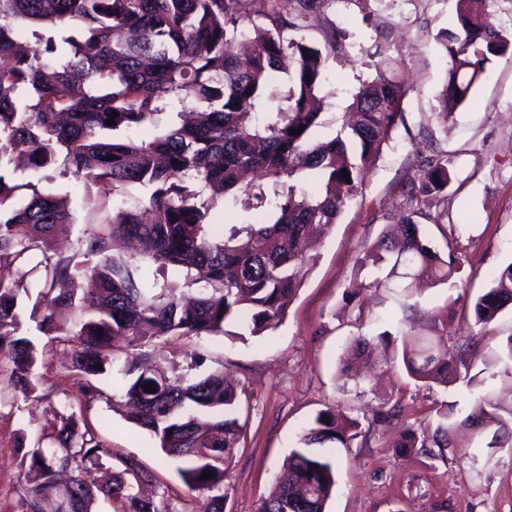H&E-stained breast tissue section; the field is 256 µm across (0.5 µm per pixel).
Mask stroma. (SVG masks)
Instances as JSON below:
<instances>
[{
	"label": "stroma",
	"instance_id": "1",
	"mask_svg": "<svg viewBox=\"0 0 512 512\" xmlns=\"http://www.w3.org/2000/svg\"><path fill=\"white\" fill-rule=\"evenodd\" d=\"M456 0H371L360 9L349 0H317L309 11L308 36L344 28L343 49L328 60L324 134H334L353 91L374 73L376 46L404 58L398 78L410 88L405 125L385 146L366 178L363 194L316 243L314 264L294 297L284 322L258 338L240 339L237 324L227 334L181 339L151 347L170 376L188 371L193 354L205 357L203 372L221 371L244 387L243 438L227 473L224 512H256L273 488L298 435L316 413L339 407L369 428V439L338 449L336 487L326 512H512V369L504 349L512 336V310H504L485 330L470 314L488 286L489 272L512 262V56L493 59L468 104L449 120L437 116V96L446 61L436 34L451 26ZM455 156V176L447 196L410 200L408 191L420 165L436 154ZM20 181L68 200L74 222L58 240L62 254H78L79 243L96 229L102 214L92 210L89 190L75 176L53 166L22 170ZM419 210L445 224L466 250L457 287L427 289L405 310L416 335H443L450 354L461 355L469 371L448 387L428 388L408 380L393 363L391 350L378 348L363 383L339 375L343 352L357 336L384 331L382 315L399 311L398 290L372 287L368 248L403 213ZM451 304L454 321L437 319L434 307ZM22 333L44 350L34 368L40 403L25 401L0 387V512H22V477L17 462L53 429V408L80 403V387L62 347H49L33 322ZM448 407L449 446L431 460L412 451L394 454L395 431L419 424L432 407ZM401 406L399 420L374 421L378 406ZM92 422H105L100 437L114 455L141 460L150 489L161 494L166 512H197L196 494L182 484L150 438L111 404L85 407Z\"/></svg>",
	"mask_w": 512,
	"mask_h": 512
}]
</instances>
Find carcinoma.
Returning <instances> with one entry per match:
<instances>
[{"mask_svg": "<svg viewBox=\"0 0 512 512\" xmlns=\"http://www.w3.org/2000/svg\"><path fill=\"white\" fill-rule=\"evenodd\" d=\"M315 0H0V362L7 384L42 401L32 379L34 343L20 335L18 280L30 254L42 255L43 289L29 319L70 351L84 379L83 397L111 400L95 383L110 369L121 375L131 404L128 419L146 431L176 465L185 487L200 496V512H224L226 473L240 442L239 394L224 372L172 381L142 354L122 365L115 343L142 347L155 340L228 334L244 322L252 337L276 330L310 270L303 243L323 235L363 194L367 170L404 125L409 89L396 72L403 61L379 52L375 73L360 83L336 135L315 107L327 80L326 62L343 39L339 28L323 42L309 39L307 11ZM493 0H456L453 27L435 36L446 61L440 115L469 102L496 57L512 55V30L498 27ZM265 23L249 25L251 16ZM33 27L39 49L18 42L15 24ZM281 80V96L270 87ZM172 98L196 103L192 119L150 140L106 141L100 130H135ZM114 122L107 123L108 119ZM303 129L299 135L292 129ZM35 169L58 163L95 189V207L112 211L81 243L83 260L52 252L73 219L57 197L19 183L13 156ZM454 156L426 163L413 182L430 200L445 196ZM347 171L349 178L342 176ZM132 186L150 190L135 206L109 207ZM237 199L250 214L242 224L211 218L205 190ZM400 216L396 231L370 246L386 278L428 277L457 286L460 243L444 237L440 254L417 220ZM473 305L486 326L512 304V262L489 276ZM395 332L355 337L341 374L374 343L393 347L408 376L448 387L462 373L448 358V337L416 336L405 319L384 318ZM155 383L154 392L144 384ZM52 446L24 452L27 512L57 501L56 512H95L98 496L116 512H162L141 493L146 473L135 457L113 455L71 404L52 411ZM361 422L331 408L302 428L286 471L256 512H325L336 486L333 451L350 447ZM448 447V409L398 433L394 448ZM212 477L203 480V473Z\"/></svg>", "mask_w": 512, "mask_h": 512, "instance_id": "cac0c4a2", "label": "carcinoma"}]
</instances>
